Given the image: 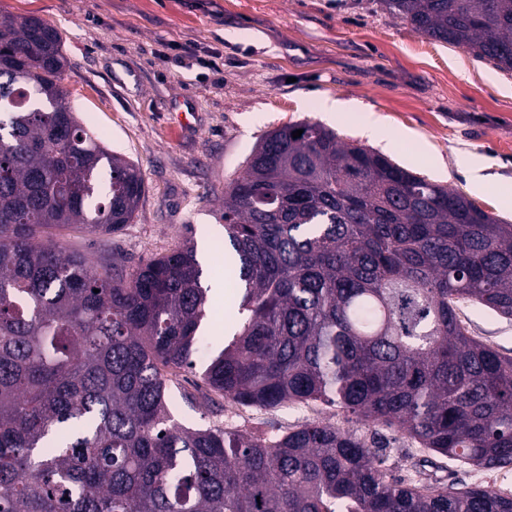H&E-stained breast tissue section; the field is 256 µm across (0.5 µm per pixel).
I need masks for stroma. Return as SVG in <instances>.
<instances>
[{"instance_id": "1", "label": "stroma", "mask_w": 512, "mask_h": 512, "mask_svg": "<svg viewBox=\"0 0 512 512\" xmlns=\"http://www.w3.org/2000/svg\"><path fill=\"white\" fill-rule=\"evenodd\" d=\"M31 15L60 29L62 77L81 122L140 168L145 193L131 224L111 234L64 231L69 250L114 260L131 273L192 239L209 294L208 340L230 339L235 285L214 249L224 237V186L269 131L322 122L316 99L373 107L389 134L408 132L390 157L512 222L497 188L512 183V72L468 49L416 32L380 0H0V15ZM491 159L490 182L473 191L458 153ZM430 152L442 170L425 167ZM459 318L471 336L512 356V319L473 306ZM204 362L168 387L179 423L274 437L311 421L392 442L390 472L413 476L425 451L383 425L346 421L339 408L289 403L251 412L201 385ZM425 478L454 488L512 493V470L487 471L444 457Z\"/></svg>"}]
</instances>
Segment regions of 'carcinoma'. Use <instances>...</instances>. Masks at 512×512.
Wrapping results in <instances>:
<instances>
[{"label": "carcinoma", "mask_w": 512, "mask_h": 512, "mask_svg": "<svg viewBox=\"0 0 512 512\" xmlns=\"http://www.w3.org/2000/svg\"><path fill=\"white\" fill-rule=\"evenodd\" d=\"M512 71V0H381ZM60 31L0 16V512H512V494L388 475L387 445L173 422L209 288L193 246L127 277L56 231L110 234L144 193L79 123ZM303 130L294 138L292 132ZM237 331L202 382L241 406H335L430 452L512 468V357L457 310L512 319V224L316 123L267 133L224 189Z\"/></svg>", "instance_id": "cac0c4a2"}]
</instances>
